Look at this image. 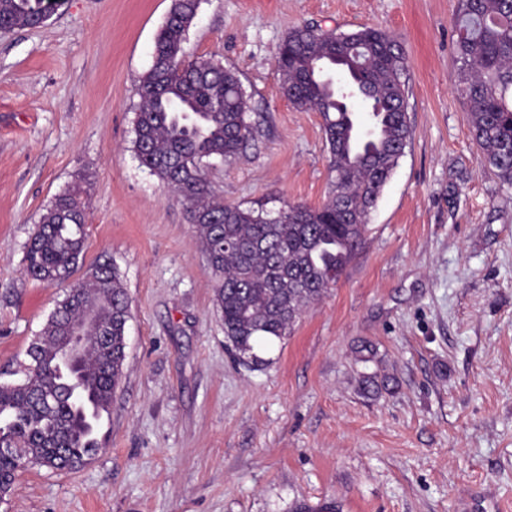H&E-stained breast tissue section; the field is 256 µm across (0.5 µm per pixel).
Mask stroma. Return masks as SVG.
Wrapping results in <instances>:
<instances>
[{"label": "stroma", "mask_w": 512, "mask_h": 512, "mask_svg": "<svg viewBox=\"0 0 512 512\" xmlns=\"http://www.w3.org/2000/svg\"><path fill=\"white\" fill-rule=\"evenodd\" d=\"M171 6L61 0L0 33V382L66 293L28 277L25 252L78 179L75 275L110 263L131 301L98 452L20 470L0 512H512V188L481 166L456 92V0H201L185 48L238 72L255 130L206 168L231 206L327 199L322 119L275 75L292 28L371 26L406 54L411 139L365 244L259 365L229 346L185 209L132 150ZM374 373L385 386L363 393Z\"/></svg>", "instance_id": "stroma-1"}]
</instances>
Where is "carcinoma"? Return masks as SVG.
Listing matches in <instances>:
<instances>
[{"label":"carcinoma","mask_w":512,"mask_h":512,"mask_svg":"<svg viewBox=\"0 0 512 512\" xmlns=\"http://www.w3.org/2000/svg\"><path fill=\"white\" fill-rule=\"evenodd\" d=\"M59 0H0V26L45 23ZM195 0H173L139 84L133 151L141 166L186 207L212 273L224 337L243 361L263 362L260 344L283 341L303 312L334 287L361 248L369 218L411 135L405 55L388 33L361 27L338 34L299 26L276 52L288 101L321 115L330 188L312 207L283 202L275 213L226 205L205 174L211 158L242 153L253 131L237 73L212 59H189ZM457 91L469 107L481 163L512 187V0H457ZM88 209L83 191L58 195L26 247V272L46 284L78 267ZM92 314L80 367L66 374L57 350L69 326ZM126 289L108 264L68 285L28 346L25 380L0 384V493L27 464L75 471L98 450L82 408L108 411L123 374Z\"/></svg>","instance_id":"carcinoma-1"}]
</instances>
